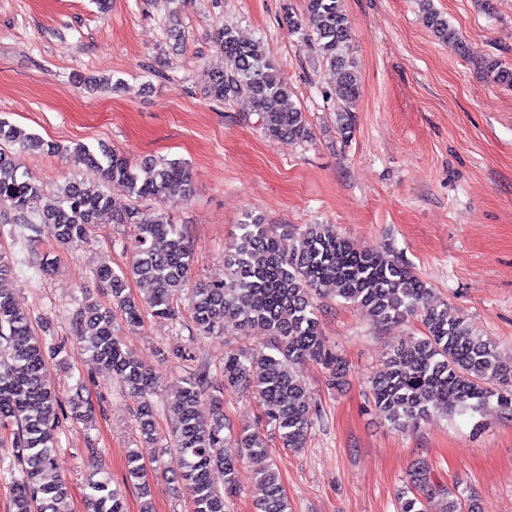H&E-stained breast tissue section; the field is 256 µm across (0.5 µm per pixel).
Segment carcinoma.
Returning a JSON list of instances; mask_svg holds the SVG:
<instances>
[{"label": "carcinoma", "instance_id": "carcinoma-1", "mask_svg": "<svg viewBox=\"0 0 512 512\" xmlns=\"http://www.w3.org/2000/svg\"><path fill=\"white\" fill-rule=\"evenodd\" d=\"M344 0H307L306 20L288 17V30L330 68L339 71L332 94L346 106L339 131L349 138L354 115L348 106L361 87L349 56L352 32ZM424 22L433 34L457 51L458 42L448 22L431 7ZM215 44L233 59L230 70L211 71L204 77L205 92L215 101L246 96L263 132L271 138L306 141L311 131L306 113L293 101V91L275 60L257 40L245 39L231 24L215 35ZM57 151L21 128L0 120V209L4 223L19 228L26 238L38 224H54L58 242L75 249L88 237L99 214L112 198L107 190L79 188L68 182L60 188L55 205L41 208L42 187L17 176L4 146ZM74 163L98 169L113 187L136 200L187 202L193 195L188 171L179 160H160L139 167L124 153L111 149L96 155L78 144ZM129 206L115 215V223L133 227L132 256L126 267L101 265L96 278L106 283L113 308L85 303L76 313L74 332L94 360L112 371L123 389L139 400L140 438L153 444L159 436L152 397L160 380L155 368L145 366L130 350L112 338L114 314L130 326L143 322L146 313L179 321L174 303L185 301L195 330L201 336H221L224 325L234 324L245 336H270L269 349L247 348L224 355L223 386L211 380L202 364L185 380L169 406V447L180 456L182 479L193 498L194 512H228L235 471L244 462L258 463L265 488L260 512H290L278 470L269 460L272 439L283 448L299 450L321 418L318 403L300 378L296 365L312 359L328 372L329 385L338 387L346 364L326 344L314 296L331 286L332 294L353 304L375 325H384L423 312L426 332L394 347L371 382L375 410L394 422L402 416L423 418L430 410L447 414L476 412L491 399L512 411V362L502 360L499 347L474 334L463 319L448 320V305H428L430 288L414 267L386 251L355 250L329 224H310L289 252L261 216L246 214L242 233L224 254V279L201 283L193 276V254L184 230L162 211L150 223ZM141 290L128 291L129 283ZM247 385L263 410L270 437L260 429L224 434V411L213 423L199 421L196 405L209 390ZM58 393L48 380L46 343L35 336L29 313L13 293L0 288V448L13 449L15 483L12 512H69L65 480L54 467L58 431L67 419ZM429 471L420 467L411 476L410 496L400 512H426ZM128 476L141 496L148 495L144 466L136 454L128 458ZM93 512H126L121 487L92 481Z\"/></svg>", "mask_w": 512, "mask_h": 512}]
</instances>
